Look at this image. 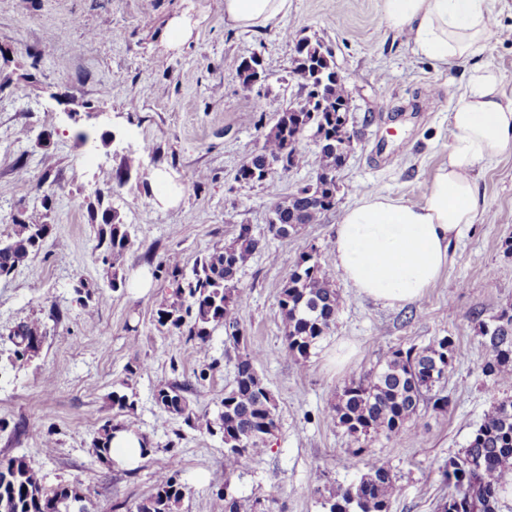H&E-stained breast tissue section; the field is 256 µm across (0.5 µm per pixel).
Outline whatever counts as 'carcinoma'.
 <instances>
[{"instance_id": "carcinoma-1", "label": "carcinoma", "mask_w": 512, "mask_h": 512, "mask_svg": "<svg viewBox=\"0 0 512 512\" xmlns=\"http://www.w3.org/2000/svg\"><path fill=\"white\" fill-rule=\"evenodd\" d=\"M320 65L316 55L306 51L295 60L294 70L304 73L305 96L299 111L283 109L264 135L260 154L284 157L286 168L303 163L299 145L308 129L324 130L326 140H336V113L328 111L349 98L344 82L315 76ZM341 157L329 144L319 145L316 157V194L314 201L301 196V189L273 201L271 213L286 214L279 225H269L273 237L286 239L298 226L315 224L332 207L336 196V168ZM43 212L25 213L15 220L7 239H0V276H8L25 265L40 249L50 232ZM96 250L104 265V276L112 290L125 285L117 263L131 248L128 226L117 212L103 214L96 225ZM263 248L261 239L239 232L230 242L216 248L196 262L186 276L177 260L164 261L171 291L157 310L159 325L196 340L207 342L211 332L224 327L227 338L238 350L233 387L224 392L215 417L193 411L186 384H166L157 390L158 405L202 433H221L224 437V471L239 468L242 461L264 454L278 430L277 404L263 377L256 369L261 354L248 346L240 328L238 307L245 301L237 287V275L251 256ZM345 299L336 289L334 273L322 265L317 252L296 258L280 292L279 308L284 325L285 356L304 364L312 350L335 323ZM479 335L487 353L482 372L498 381L512 382V307L502 309L487 323L478 321ZM46 325L33 319L15 326L8 335L18 359L38 355L32 342L46 336ZM463 355L462 348L450 336L438 338L422 348L389 351L373 369L344 382L337 401L325 418L345 429L354 445V464L366 468L361 477L349 484H329L325 473H314L311 491L321 499L324 512H390L398 492V478L388 460L369 454L363 448L369 438L400 433L414 420L422 406L443 410L448 396L443 385L448 372ZM114 427L99 428L92 440L96 453L110 452ZM0 512H86L83 495L72 485L45 486L43 477L23 456L0 458ZM448 495L442 497L436 512H499L501 495L512 486V398L497 399L484 414L466 446L448 458L442 472ZM185 496L175 465L159 472L151 494L137 504V512H176ZM224 512H270L261 501L246 500L224 485Z\"/></svg>"}]
</instances>
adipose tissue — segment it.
<instances>
[{"instance_id":"ef3b65f1","label":"adipose tissue","mask_w":512,"mask_h":512,"mask_svg":"<svg viewBox=\"0 0 512 512\" xmlns=\"http://www.w3.org/2000/svg\"><path fill=\"white\" fill-rule=\"evenodd\" d=\"M498 0H383L385 22L442 63L479 57L493 35ZM288 0H224L234 26L264 28ZM446 163L421 202L367 192L336 227L335 265L356 290L386 306L422 299L448 266V248L486 212L473 173L512 148V99L499 74L473 70L449 112Z\"/></svg>"}]
</instances>
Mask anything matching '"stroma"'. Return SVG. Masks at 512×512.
Segmentation results:
<instances>
[{
  "mask_svg": "<svg viewBox=\"0 0 512 512\" xmlns=\"http://www.w3.org/2000/svg\"><path fill=\"white\" fill-rule=\"evenodd\" d=\"M177 24L189 32L184 40L172 37ZM305 37L330 50L358 138L336 173L334 206L282 240L268 231L270 207L314 179L315 140L301 142L305 164L273 181L246 183L238 172L277 112L304 95L292 71L294 41ZM254 57L261 78L247 95L237 71ZM479 62L500 74L512 97V0H501ZM470 69L415 52L384 21L382 0H290L276 25L251 30L225 20L224 0H0V234L45 191L54 194L42 250L0 277V458L25 457L46 485L78 486L87 512H133L173 460L186 487L178 512H224V485L271 512H321L310 491L314 472L339 483L358 475L349 436L324 418L343 382L390 349L450 336L465 356L448 374L447 410L422 407L399 434L367 443L398 476L391 512H435L448 492L441 466L492 401L512 397V383L483 376L477 332L478 319L512 304V149L476 169L487 214L451 243L446 271L422 300L389 307L336 278L345 303L300 366L284 355L279 296L300 254L318 250L334 267L336 226L367 191L421 201L448 160V112ZM158 170L173 175L177 205L155 204ZM98 199L129 228L133 245L118 267L128 281L150 275L144 295L109 290L102 278L93 229L100 218L89 209ZM243 226L265 246L237 275L248 296L238 318L261 353L257 370L280 423L267 452L228 477L222 434L193 430L160 408L155 392L191 383L194 410L216 414L234 383L237 351L223 328L201 346L158 326L154 314L169 294L160 262L173 255L191 272ZM82 282L105 288L106 302H79ZM36 318L47 325L39 356L9 364V329ZM126 380L134 405L121 410L112 394ZM108 422L133 426L146 440L135 468L96 454L92 438Z\"/></svg>",
  "mask_w": 512,
  "mask_h": 512,
  "instance_id": "stroma-1",
  "label": "stroma"
}]
</instances>
